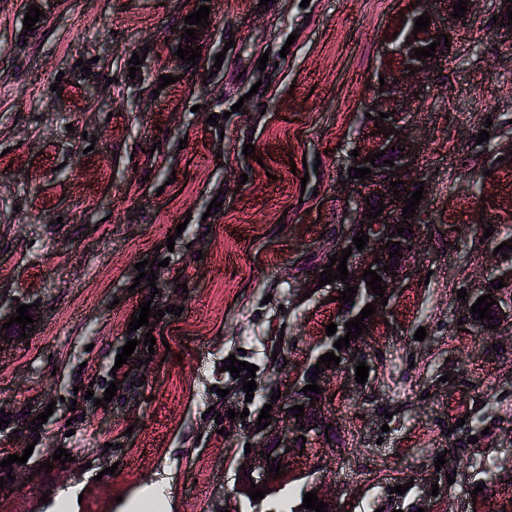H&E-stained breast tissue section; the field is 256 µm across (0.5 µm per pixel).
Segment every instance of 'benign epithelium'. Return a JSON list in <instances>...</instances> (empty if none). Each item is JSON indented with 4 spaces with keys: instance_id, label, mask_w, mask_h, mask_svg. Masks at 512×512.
<instances>
[{
    "instance_id": "benign-epithelium-1",
    "label": "benign epithelium",
    "mask_w": 512,
    "mask_h": 512,
    "mask_svg": "<svg viewBox=\"0 0 512 512\" xmlns=\"http://www.w3.org/2000/svg\"><path fill=\"white\" fill-rule=\"evenodd\" d=\"M425 12V8H417L411 13L403 16L397 23V30L399 31L398 39L391 43V46L385 49V55L395 60V66L388 69L383 73L385 84L374 82L371 89V95L367 98L364 105V111L374 117L379 116V113L394 112V115L383 119L378 123V127H373L372 131L376 135L369 137L359 145L355 146L358 150L359 156H347L343 179L347 180L345 184L346 190L349 193V201L352 204L350 211V220L348 221V230L343 234L336 244V257H341V250L352 247V255L347 259V269L349 272L348 282L350 286H358L357 293L354 294V304L366 306L370 303H375L376 313H384L387 307L380 304V298L374 295L370 287L366 286V280L361 278L363 270L372 269L378 271V275L382 277V281L387 283L386 293L384 297L390 299L393 295V289L398 287L403 279L412 252L408 251V247L414 244V235L409 234L403 238L401 236L389 237V234L397 231L395 228L396 216L399 212L400 203L394 200V195L389 193L390 181H398L400 185L397 190L404 189L413 192L416 186L422 185L420 179L413 178L414 164L412 159L415 158V150L412 142L405 138L404 133V119L407 112L411 111L414 97L411 91L420 83L429 81L436 72V58L424 57L422 60L413 58L414 49L428 48L435 38V34L448 33V26L443 24L441 26L432 25L425 31L412 35L414 23L417 17ZM412 66L417 70V73L408 75L405 67ZM384 87V91H379V87ZM395 129V133L389 135V138H384V134L389 129ZM385 151L383 158L390 160L394 166L387 167L385 173L378 172V168L371 166V163L364 162L365 156L372 153L375 154L379 151ZM368 167L371 169V175L363 179L349 178L350 172L348 168H362ZM385 195V198H380V195ZM385 204L384 212L382 215L371 220L373 227L360 228V222L367 221V210L369 206L367 203L377 205L378 202ZM369 236V242L363 250H358L353 247V236L357 232ZM400 243V255L393 258L389 257V253L394 251V246H389L386 249H381V245L388 241ZM379 259V262H374V259ZM388 266L389 271L384 272L381 267ZM492 294V299L497 301V304L490 307L494 312V322H499L503 317L512 316V305L503 306L499 289L494 288L489 290L483 289L477 296ZM358 348V340L353 339L350 341V347L342 348L340 350L333 346L324 349L326 353H334L335 356L341 358L339 365H331L330 368L324 369V372L316 376L318 386H324L326 373L329 371L341 370L349 372L355 370V366L363 361V357L356 352ZM323 395H317V400L313 401V405H304V408H313L314 414H302V417H294V413L289 411V408L298 404V395H286L280 401L281 410L277 411L272 418L271 427L280 432V436L276 440L280 441V445L268 450L270 457L276 459V462L281 464L282 478L288 477L287 460L288 458L301 450L303 440H295L297 436H305L306 438H323L325 437V427L331 423V420L324 414L321 404ZM305 425V428H300V425ZM274 474L269 472V465H267V457H258L251 462V466L242 467L239 469L237 481L234 485V490L240 494H247L251 490V484H256V488L266 490L267 487L273 483Z\"/></svg>"
}]
</instances>
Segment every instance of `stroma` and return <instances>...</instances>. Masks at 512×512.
I'll return each instance as SVG.
<instances>
[{
	"label": "stroma",
	"mask_w": 512,
	"mask_h": 512,
	"mask_svg": "<svg viewBox=\"0 0 512 512\" xmlns=\"http://www.w3.org/2000/svg\"><path fill=\"white\" fill-rule=\"evenodd\" d=\"M259 2L208 0L214 40L189 73L169 40L195 0H47L30 33L27 0H0V310L36 306L29 339L0 345V452L33 450L0 466L14 476L0 512H52L42 495L66 487L79 496L70 512H127L160 478L169 512L295 510L310 491L336 512H512V319L487 330L457 297L512 266L494 253L512 239V163L497 153L512 137V25L494 24L498 0H467L405 119L427 201L407 274L360 341L365 384L336 380L323 400L336 442L295 457L262 500L232 489L239 464L275 442L256 428L262 398L292 389L336 319L335 286L314 282L347 230L340 172L367 133L363 102L394 23L414 8ZM164 74L175 83L160 87ZM146 259L159 263L152 287L134 282ZM145 301L164 313L151 349L147 331L127 330ZM130 338L129 381L104 402ZM231 355L257 367L253 400L222 368ZM60 447L71 462L41 471ZM441 452L455 481L433 497L422 483Z\"/></svg>",
	"instance_id": "stroma-1"
}]
</instances>
